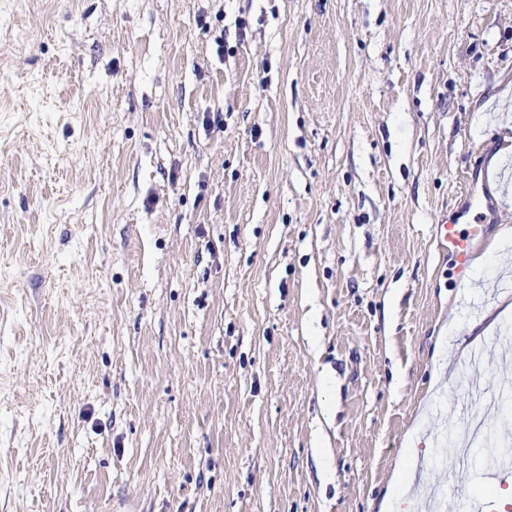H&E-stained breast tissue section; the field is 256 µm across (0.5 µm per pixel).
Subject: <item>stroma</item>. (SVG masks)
Instances as JSON below:
<instances>
[{"mask_svg": "<svg viewBox=\"0 0 512 512\" xmlns=\"http://www.w3.org/2000/svg\"><path fill=\"white\" fill-rule=\"evenodd\" d=\"M507 87L512 0H0V512H497L443 436L512 357ZM436 224V240L439 249L454 258L459 285L465 288L469 278V257L473 241L483 232V224H470V230L463 232L460 224L441 221Z\"/></svg>", "mask_w": 512, "mask_h": 512, "instance_id": "1", "label": "stroma"}]
</instances>
